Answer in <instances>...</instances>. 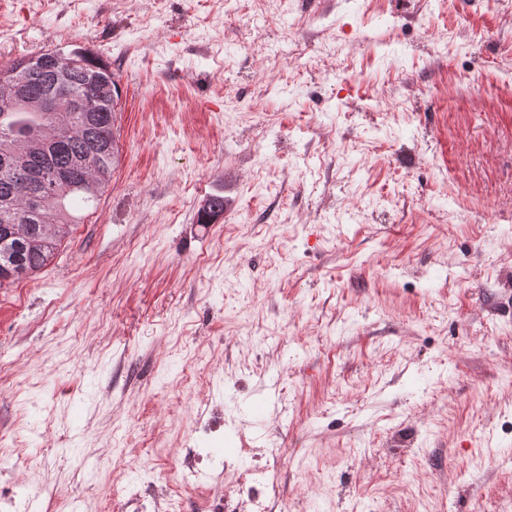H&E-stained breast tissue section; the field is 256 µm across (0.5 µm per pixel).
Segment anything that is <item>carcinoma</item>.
I'll list each match as a JSON object with an SVG mask.
<instances>
[{
	"instance_id": "cac0c4a2",
	"label": "carcinoma",
	"mask_w": 512,
	"mask_h": 512,
	"mask_svg": "<svg viewBox=\"0 0 512 512\" xmlns=\"http://www.w3.org/2000/svg\"><path fill=\"white\" fill-rule=\"evenodd\" d=\"M58 55L72 62L68 88L55 80ZM22 76L28 96L73 111L0 110V288L30 277L53 260L65 236L47 240L45 224H76L68 202H94L112 182L118 146L114 133L118 87L111 67L81 48L47 50L0 65V79ZM40 151L14 158L30 142ZM224 214V196H208L197 223Z\"/></svg>"
}]
</instances>
